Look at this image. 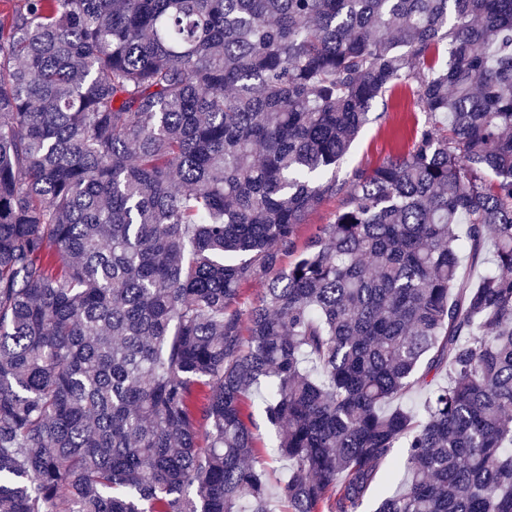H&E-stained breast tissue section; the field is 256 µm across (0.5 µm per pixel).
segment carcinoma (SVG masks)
Here are the masks:
<instances>
[{
	"label": "carcinoma",
	"mask_w": 512,
	"mask_h": 512,
	"mask_svg": "<svg viewBox=\"0 0 512 512\" xmlns=\"http://www.w3.org/2000/svg\"><path fill=\"white\" fill-rule=\"evenodd\" d=\"M4 3L0 512H512V0ZM410 94L397 89L377 99L369 112L370 121L362 129L348 158L336 169V178L347 180L356 168L372 169L412 146L425 115L414 112ZM343 202V196L338 195L325 201L316 211L312 212L307 218L305 223L299 230V244L316 230V228L323 224H329L334 214L340 209ZM252 410L254 412L253 420L257 427V441L268 462V471L271 481L275 483L276 481L286 479L288 477V466L286 465V462L280 463L278 461H271L267 457V450L273 441L274 431L270 429L269 425L265 421L264 414L256 406Z\"/></svg>",
	"instance_id": "cac0c4a2"
}]
</instances>
